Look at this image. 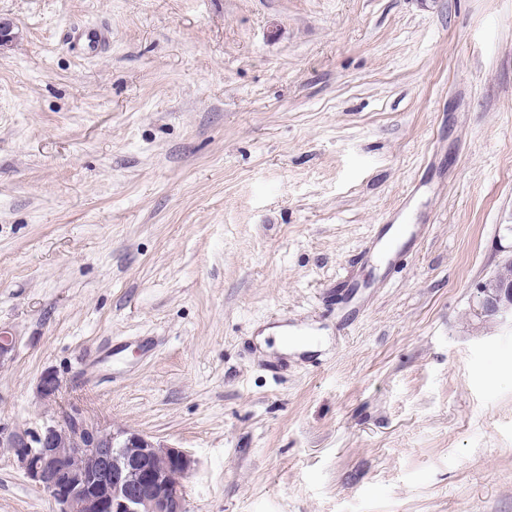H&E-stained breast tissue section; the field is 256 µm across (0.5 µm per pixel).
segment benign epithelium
I'll return each instance as SVG.
<instances>
[{
  "label": "benign epithelium",
  "instance_id": "benign-epithelium-1",
  "mask_svg": "<svg viewBox=\"0 0 512 512\" xmlns=\"http://www.w3.org/2000/svg\"><path fill=\"white\" fill-rule=\"evenodd\" d=\"M476 312L512 325V258L478 289ZM61 387L57 373L47 370L37 393L49 402ZM8 447L58 512H188L181 480L192 460L185 450L134 430L109 431L76 405L61 407L38 431L13 434Z\"/></svg>",
  "mask_w": 512,
  "mask_h": 512
}]
</instances>
